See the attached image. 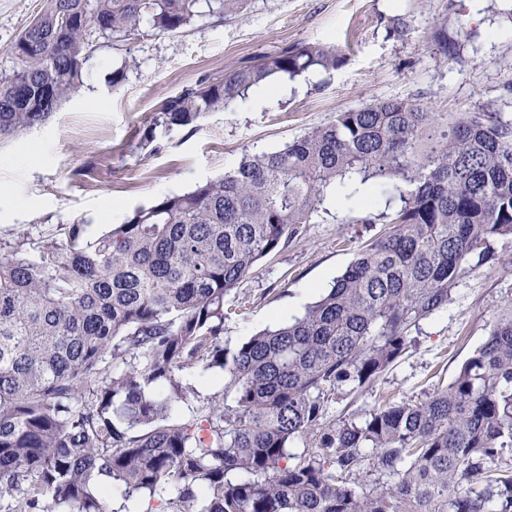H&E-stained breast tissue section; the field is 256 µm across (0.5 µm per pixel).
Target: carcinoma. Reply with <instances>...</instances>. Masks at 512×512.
Wrapping results in <instances>:
<instances>
[{
	"label": "carcinoma",
	"instance_id": "1",
	"mask_svg": "<svg viewBox=\"0 0 512 512\" xmlns=\"http://www.w3.org/2000/svg\"><path fill=\"white\" fill-rule=\"evenodd\" d=\"M245 2L47 0L12 46L19 67L0 75V139L75 92L94 34L176 33ZM342 60L287 47L167 99L155 125L193 128L274 77ZM336 187L363 193L361 223L378 235L302 316L225 349L224 298L327 212ZM503 238L512 120L491 104L448 115L389 100L246 153L96 236L70 224L1 241L0 500L7 512H107L118 487L127 501L159 497L163 512H512V302L447 385L323 423ZM197 367L224 371L232 404L173 421L186 399L176 373ZM298 438L310 448L292 454Z\"/></svg>",
	"mask_w": 512,
	"mask_h": 512
}]
</instances>
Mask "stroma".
<instances>
[{"label": "stroma", "mask_w": 512, "mask_h": 512, "mask_svg": "<svg viewBox=\"0 0 512 512\" xmlns=\"http://www.w3.org/2000/svg\"><path fill=\"white\" fill-rule=\"evenodd\" d=\"M44 5L0 0V74L17 67L11 46ZM297 44L335 47L344 61L278 81L264 95L249 92L194 128H154L153 144L144 145L167 98ZM416 99L445 113L491 104L512 119V0H248L239 14L200 16L177 34L143 28L91 53L78 91L44 125L0 142V182L11 187L10 201H0V239L36 238L77 221L98 234L337 113ZM330 211L226 296L225 348L272 326L283 308L302 314L378 231L363 223L360 200L337 199ZM496 251V261L468 270L447 308L421 323L405 356L362 394L331 402L328 419L359 420L387 399L415 402L451 382L512 303V242H498ZM223 377L217 368L180 372L187 396L173 419L207 413Z\"/></svg>", "instance_id": "stroma-1"}]
</instances>
